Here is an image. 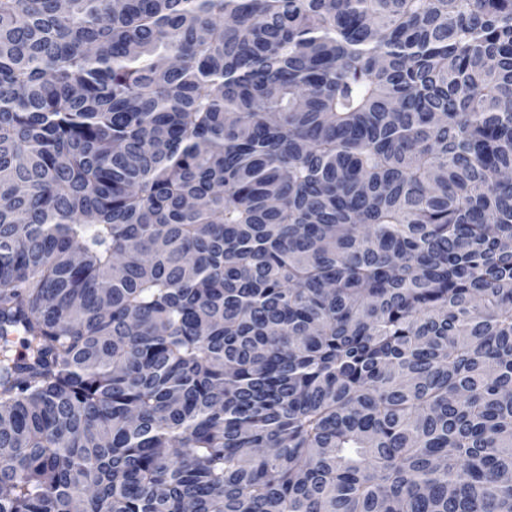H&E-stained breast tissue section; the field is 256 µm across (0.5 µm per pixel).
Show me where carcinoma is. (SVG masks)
<instances>
[{"label":"carcinoma","instance_id":"carcinoma-1","mask_svg":"<svg viewBox=\"0 0 512 512\" xmlns=\"http://www.w3.org/2000/svg\"><path fill=\"white\" fill-rule=\"evenodd\" d=\"M77 504L512 512V0H0V512Z\"/></svg>","mask_w":512,"mask_h":512}]
</instances>
